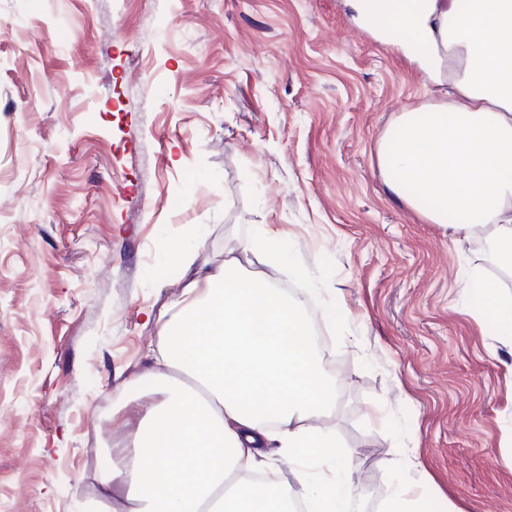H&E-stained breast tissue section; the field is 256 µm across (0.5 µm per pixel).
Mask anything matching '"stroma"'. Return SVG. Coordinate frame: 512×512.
<instances>
[{"label": "stroma", "instance_id": "stroma-1", "mask_svg": "<svg viewBox=\"0 0 512 512\" xmlns=\"http://www.w3.org/2000/svg\"><path fill=\"white\" fill-rule=\"evenodd\" d=\"M436 98L351 0H0V512H84L155 400L146 319L267 226L339 386L353 512H512V347L377 142Z\"/></svg>", "mask_w": 512, "mask_h": 512}]
</instances>
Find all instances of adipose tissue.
Masks as SVG:
<instances>
[{"mask_svg": "<svg viewBox=\"0 0 512 512\" xmlns=\"http://www.w3.org/2000/svg\"><path fill=\"white\" fill-rule=\"evenodd\" d=\"M369 17L433 84L452 87L384 130L385 185L429 223L483 243L512 278V0H376ZM249 258L282 260L280 237L239 242L157 316L142 376L158 399L100 473V512H348L354 480L328 454L336 435L313 425L338 390L306 301L250 271ZM471 286L512 344V296L479 276ZM272 443L294 484L247 480Z\"/></svg>", "mask_w": 512, "mask_h": 512, "instance_id": "ef3b65f1", "label": "adipose tissue"}]
</instances>
